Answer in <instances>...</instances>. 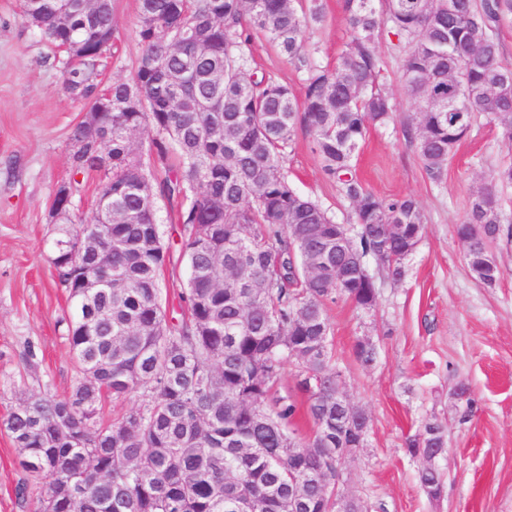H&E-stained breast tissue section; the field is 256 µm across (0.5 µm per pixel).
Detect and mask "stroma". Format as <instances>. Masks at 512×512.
I'll use <instances>...</instances> for the list:
<instances>
[{
	"mask_svg": "<svg viewBox=\"0 0 512 512\" xmlns=\"http://www.w3.org/2000/svg\"><path fill=\"white\" fill-rule=\"evenodd\" d=\"M322 23L306 31L310 59L329 67L349 36L343 0H323ZM115 34L104 61L107 80H131L139 55V0H114ZM380 33L379 81L397 119L370 126L355 174L381 197L410 196L423 210L425 230L404 262L401 281L388 279L374 258L372 308L339 297L327 301L333 359L342 388L366 411L363 446L344 465L345 493L369 512H512V236L492 246L495 283L473 277L456 235L478 188L512 162V141L489 117H478L448 161L440 182L429 180L401 124L415 106L403 79L404 53ZM55 52L21 13L20 0H0V419L34 394L62 396L82 374L68 334L73 305L51 263L59 223L50 214L56 190L73 187V222L93 215L100 173L73 176L70 140L85 116L84 101L62 87ZM249 69L303 95V71L263 33L246 49ZM283 172L295 191L315 200L339 224L352 209L296 130L284 151ZM373 342L377 357L361 364L355 344ZM468 389L467 399L457 395ZM437 417L448 451L436 462L444 482L440 500L419 482L422 459L405 451L420 424ZM37 481L20 465L0 427V512H36Z\"/></svg>",
	"mask_w": 512,
	"mask_h": 512,
	"instance_id": "obj_1",
	"label": "stroma"
}]
</instances>
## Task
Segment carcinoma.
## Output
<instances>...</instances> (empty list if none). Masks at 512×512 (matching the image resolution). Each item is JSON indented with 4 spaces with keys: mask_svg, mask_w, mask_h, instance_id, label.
Segmentation results:
<instances>
[{
    "mask_svg": "<svg viewBox=\"0 0 512 512\" xmlns=\"http://www.w3.org/2000/svg\"><path fill=\"white\" fill-rule=\"evenodd\" d=\"M139 3L135 75L104 89L112 0H21L28 21L72 59L65 92L91 104L105 90L112 100L101 138L71 158L76 175L105 171L96 200H112V223L97 210L77 224L60 214L67 224L54 244L56 277L76 303L70 344L83 377L63 397L30 396L0 424L24 470L43 479L37 512H315L288 505L297 490L312 503L336 484V468L311 461L309 450L354 443L369 421L353 408L352 425L336 429L349 401L332 352L317 349L329 333L325 303L338 295L375 302L356 259L371 256L399 280L407 240L424 231L414 198H380L351 172L368 126L394 119L391 96L377 86L376 37L383 28L407 48L403 77L415 111L402 132L439 182L474 117L491 116L512 139V69L499 63L498 39L512 0H386L383 16L376 0H344L349 40L330 68L306 50L321 0ZM254 30L304 71V99L248 70ZM298 125L361 226L350 253L336 251V222L283 173ZM147 128L155 137L145 155L137 138ZM499 184H512L511 164L475 192L468 221L456 227L485 284L499 275L484 262L503 233ZM159 196L190 198L178 217L189 268L178 319L160 285L170 251ZM387 224L402 228L389 236ZM86 237L112 238L105 295L84 287L105 275L94 253L77 248ZM354 354L368 365L376 348L359 341ZM288 362L299 368L297 391L308 394L303 406L275 390ZM310 373L319 382L311 393ZM134 393L139 406L99 423L103 397ZM303 413L314 425L308 438L294 429ZM406 452L426 461L420 484L439 498L432 457L447 452L441 423L422 422Z\"/></svg>",
    "mask_w": 512,
    "mask_h": 512,
    "instance_id": "1",
    "label": "carcinoma"
}]
</instances>
